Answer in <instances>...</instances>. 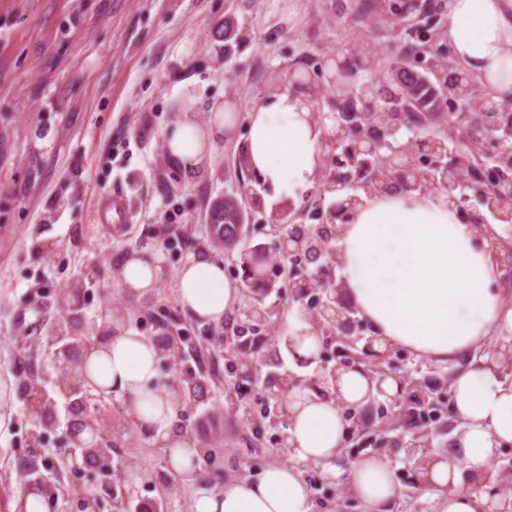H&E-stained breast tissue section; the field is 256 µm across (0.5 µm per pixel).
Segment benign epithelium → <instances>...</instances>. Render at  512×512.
<instances>
[{
    "label": "benign epithelium",
    "instance_id": "benign-epithelium-1",
    "mask_svg": "<svg viewBox=\"0 0 512 512\" xmlns=\"http://www.w3.org/2000/svg\"><path fill=\"white\" fill-rule=\"evenodd\" d=\"M352 73L342 61L336 66V76L332 80L331 100H347L352 105L349 112L336 106V136L330 141V148L345 145L344 153L351 158L366 156L373 168L366 170L352 169V162H344L340 155L331 157V166L336 168V183H327L326 188L341 186V182L354 178L359 187L365 191L382 190L393 186L404 192L417 190H436L448 193V201L455 205L462 221L472 224L482 231L486 225L478 222L474 205L478 204L493 212L497 219L505 224L512 223V136L495 131V126L488 121V115L512 107V93L496 101L491 98L481 103L479 111L470 110L471 101L477 93V87L469 84L465 96L453 98L447 92L440 97L451 109L448 113V135L455 143L453 152H448L445 139L430 131L429 124L435 113H417L406 105H396L376 111L379 99V78L374 77L360 88L350 82ZM424 131L415 134L405 142L397 139L404 120ZM479 147L486 162L468 164L463 156L474 147ZM447 163H442L443 158ZM444 173L447 180L441 182L438 173ZM472 190L467 194L464 189ZM358 197L349 196L328 212V223L314 224L309 227L294 226L291 233L279 240L278 257L268 259L277 266L280 259L286 258L291 263L288 273V295L303 301L311 296L318 306L316 315L310 318L315 331L327 335H336V353L339 361L336 366L324 370L305 387L317 395H328L330 382L335 380L341 369H367L375 393L369 395V401L385 396L398 408L406 400L418 407L428 403L429 394L419 386L407 383L402 376H395L384 369L389 362L392 349L375 347L376 339L369 336L357 352L350 350L352 319L347 316L339 302L342 282L329 275L327 267L336 264V246L342 225L349 223V215ZM499 264L503 280L512 281V246L504 245L499 250ZM92 347L88 338H83L81 348L71 351V356L57 364L60 371V383L73 397L72 416L67 429V440L76 447L101 445L104 432L98 415L102 396L92 393L91 386L84 374L79 371L83 364L82 352ZM490 367L498 366V377L512 380V342L498 343L490 349ZM392 379L396 384L394 394L387 393L384 384ZM300 387L299 381L286 377L278 378L272 387V394L282 403L287 402V395ZM89 431L86 440L79 438L80 432ZM430 448L428 432L418 430L414 433L412 451L417 454L413 485L420 486V472L429 460ZM489 494L500 497L506 507L499 512H512V486L496 481L489 488Z\"/></svg>",
    "mask_w": 512,
    "mask_h": 512
}]
</instances>
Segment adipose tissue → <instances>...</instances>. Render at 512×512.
<instances>
[{
  "label": "adipose tissue",
  "mask_w": 512,
  "mask_h": 512,
  "mask_svg": "<svg viewBox=\"0 0 512 512\" xmlns=\"http://www.w3.org/2000/svg\"><path fill=\"white\" fill-rule=\"evenodd\" d=\"M508 0H448L446 39L464 72L496 94L512 92V21ZM306 89L286 85L249 113L239 146L249 171L275 197L293 199L309 186L322 162L332 126L313 118ZM238 115L217 108L208 125L183 115L164 133L168 154L198 167L219 137H232ZM499 245L492 233L463 223L447 195L396 189L362 195L338 241L336 272L344 298L381 346L402 347L448 365L452 407L460 424L449 454L421 473V490L438 512H495L466 475L491 471L502 446L512 443V383L488 368L484 348L512 338V302L500 286ZM181 306L195 319L220 324L243 290L224 275L210 253H192L177 271ZM161 353L153 338L134 332L104 337L87 352L83 373L94 392L125 406L140 428L165 448L173 474L195 482L202 448L182 431L185 396L161 379ZM371 382L364 372L339 370L328 396L293 391L286 405L291 463L273 464L256 481H229L200 492L192 512H312L298 462L319 464L338 454L349 432L345 407H362ZM349 494L366 512H393L400 496L385 456L353 462Z\"/></svg>",
  "instance_id": "obj_1"
}]
</instances>
